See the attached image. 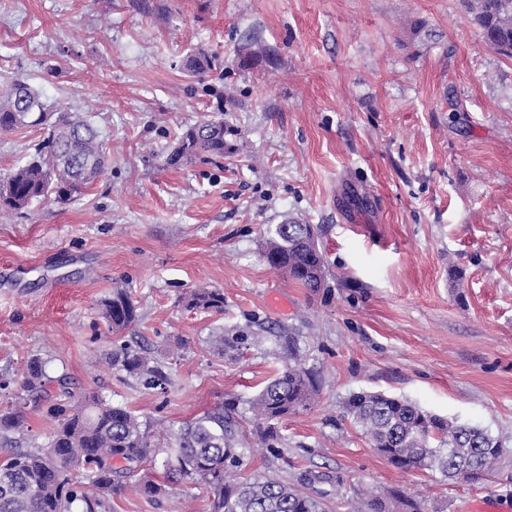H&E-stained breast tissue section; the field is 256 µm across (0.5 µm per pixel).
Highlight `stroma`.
I'll return each instance as SVG.
<instances>
[{
  "label": "stroma",
  "instance_id": "stroma-1",
  "mask_svg": "<svg viewBox=\"0 0 512 512\" xmlns=\"http://www.w3.org/2000/svg\"><path fill=\"white\" fill-rule=\"evenodd\" d=\"M194 56L213 62L200 82ZM18 76L89 119L109 166L74 201L0 217V408L37 357L52 396L138 417L156 447L141 470L164 490L115 487L109 512H207L164 437L229 397L241 477L310 479L330 512L391 491L421 512H512V58L463 0H0V90ZM218 118L223 156L164 166ZM43 136L0 134V177ZM291 216L319 229L327 291L262 255L264 229ZM202 287L223 289V314L183 307ZM116 288L138 306L119 333L100 316ZM219 334L234 342L221 355ZM126 341L165 388L110 365ZM292 352L321 390L279 422L277 459L249 402ZM362 390L480 426L501 457L475 484L403 471L344 417Z\"/></svg>",
  "mask_w": 512,
  "mask_h": 512
}]
</instances>
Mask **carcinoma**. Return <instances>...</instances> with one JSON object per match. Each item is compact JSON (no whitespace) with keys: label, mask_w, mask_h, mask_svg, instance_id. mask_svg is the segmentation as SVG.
I'll return each mask as SVG.
<instances>
[{"label":"carcinoma","mask_w":512,"mask_h":512,"mask_svg":"<svg viewBox=\"0 0 512 512\" xmlns=\"http://www.w3.org/2000/svg\"><path fill=\"white\" fill-rule=\"evenodd\" d=\"M468 10L487 43L512 57V0H467ZM43 126L47 136L34 153L0 179V216L27 209L34 202L65 204L97 183L108 159L97 130L74 112H52L30 84L13 79L0 92V133ZM222 119L189 127L164 158L177 168L202 153L224 155ZM264 257L269 267L311 292L327 287L326 266L318 245V228L299 219L266 228ZM189 309L224 313V292L198 289L183 298ZM108 328L121 331L138 318L130 292L112 289L102 301ZM110 363L141 380L147 388L162 386L164 375L151 358L128 344L112 351ZM46 370L39 358L26 362L20 388L44 390ZM319 391L316 375L294 354L267 385L249 401L253 419L263 427L266 451L279 435L274 422L308 408ZM0 409V438L26 428L21 395ZM239 402L224 403L183 423L169 434V459L180 476L206 486L209 512H327L318 495L273 476L240 481L235 472L244 452L238 448ZM343 416L357 424L374 450L405 471L438 472L450 480L478 483L501 455L499 441L475 426L450 422L416 404L383 392L361 391L342 403ZM47 413L56 427L45 448L16 451L0 461V512H101L115 484L134 480L147 496L162 487L138 464L150 457L151 445L142 423L126 408L105 405L97 395L71 405L55 399ZM401 495L374 497L359 512H416Z\"/></svg>","instance_id":"cac0c4a2"}]
</instances>
